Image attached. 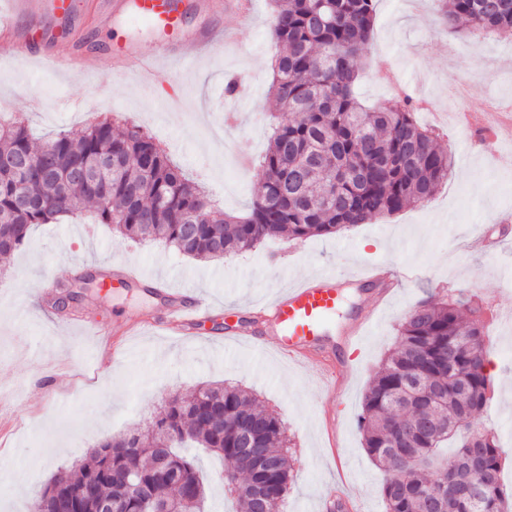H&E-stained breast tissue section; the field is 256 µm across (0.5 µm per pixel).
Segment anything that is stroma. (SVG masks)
I'll use <instances>...</instances> for the list:
<instances>
[{
    "mask_svg": "<svg viewBox=\"0 0 512 512\" xmlns=\"http://www.w3.org/2000/svg\"><path fill=\"white\" fill-rule=\"evenodd\" d=\"M98 0H75L69 15L42 18L38 53L66 50L95 58L93 73L57 72L17 56L0 40V115L40 98L28 113L36 141L64 130L73 134L103 117L141 125L183 171L207 181L227 212L243 214L259 189L254 161L270 128L272 70L279 47L269 18L271 0H256L249 21L227 19L233 39L224 54L201 59L190 74L146 90L136 72H116L113 49L139 37L150 51L153 34L132 21L100 23ZM357 96L370 107L399 90L432 100L422 122L437 127L441 146L455 144L454 167L426 203L379 216L338 233L305 241L272 239L256 250L201 262L160 242L119 240L107 224L82 212L58 224L32 227L26 245L5 259L0 276V512L29 506L61 467L81 462L104 440L134 434L174 395L206 382L253 391L287 427L294 482L281 512H328L325 489L340 484L361 512H385L382 474L368 456L358 428L368 382L393 347L402 316L424 300L461 294L482 302L492 336L486 370L494 396L478 423L498 437L512 435V133L473 129L459 113H482L490 101L512 103V38H485L467 26L452 32L437 0H376L374 31L358 62ZM248 90L224 93L227 77ZM180 96L178 110L162 101ZM479 236L499 248H472ZM133 265L163 273L173 288H190L216 302L199 335L164 332L162 301L137 286L105 297L89 294L57 308L46 281L79 271ZM374 265L413 270L388 297L374 283L342 288L330 327V362L346 364L348 381L328 397L319 373L280 358L272 347L230 339L234 318L225 306L261 302L285 283L321 272H357ZM376 308L378 322L358 344L344 333L358 314ZM67 320L124 323L125 332L96 338L64 328ZM154 327L136 334L138 321Z\"/></svg>",
    "mask_w": 512,
    "mask_h": 512,
    "instance_id": "35a3bbf8",
    "label": "stroma"
}]
</instances>
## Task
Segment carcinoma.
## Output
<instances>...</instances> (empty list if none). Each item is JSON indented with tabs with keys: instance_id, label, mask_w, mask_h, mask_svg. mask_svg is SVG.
Instances as JSON below:
<instances>
[{
	"instance_id": "obj_1",
	"label": "carcinoma",
	"mask_w": 512,
	"mask_h": 512,
	"mask_svg": "<svg viewBox=\"0 0 512 512\" xmlns=\"http://www.w3.org/2000/svg\"><path fill=\"white\" fill-rule=\"evenodd\" d=\"M271 29L281 46L271 86L279 112L258 161L261 189L243 216L211 204L154 137L136 124L104 118L79 134L61 132L36 146L26 121L0 119V257L26 244L34 224L58 223L83 204L123 241H160L200 261H217L267 239L334 234L378 215L427 202L448 180L452 150L437 144L406 96L367 109L354 86L371 38L375 0H273ZM448 27L467 20L481 34L512 37V0H441ZM31 174L19 201L8 164ZM482 306L459 295L422 301L401 319L395 345L364 396L358 424L364 448L383 473L386 512H512L503 486L497 435L475 419L490 400V337ZM185 442L224 460L222 481L235 512H265L255 483L275 501L293 479L285 427L253 394L204 384L172 398L145 435L111 438L81 463L57 472L35 503L55 512H96L92 496L113 495L112 472L133 470L174 512H198L185 491L206 488ZM179 483L157 481L162 449ZM264 458L270 467L255 468Z\"/></svg>"
}]
</instances>
